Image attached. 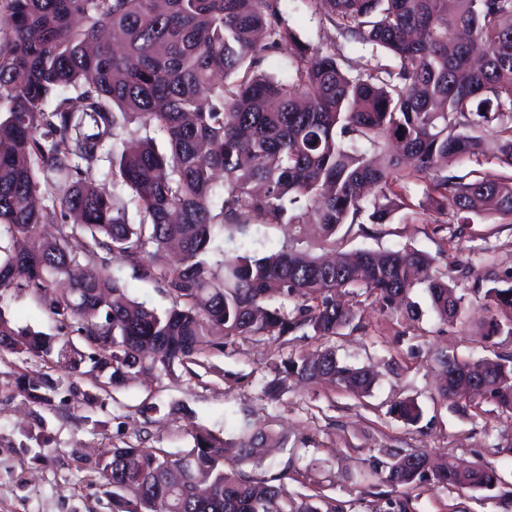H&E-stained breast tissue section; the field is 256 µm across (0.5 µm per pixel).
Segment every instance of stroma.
<instances>
[{
  "label": "stroma",
  "instance_id": "1",
  "mask_svg": "<svg viewBox=\"0 0 512 512\" xmlns=\"http://www.w3.org/2000/svg\"><path fill=\"white\" fill-rule=\"evenodd\" d=\"M286 235L254 224L246 234L216 243L229 257H261L278 251ZM336 248L422 252L462 293L512 274V222L496 215L438 227L387 224L374 234L337 237ZM113 269L130 298L159 312L169 308L160 284L120 263ZM411 299L419 310L414 317L382 311L360 288L349 296L363 326L330 344L342 362L374 372L375 384L364 397L293 379L276 398L265 396L276 365L320 348V341L298 333L229 340L202 365L157 368L105 391L89 365L67 376L55 357L0 351V512H112V488L98 473L104 451L133 446L174 454L192 447L198 429L230 442L228 467L257 479L281 478L291 500L319 494L335 500L340 512H384L389 497L407 501L409 512H512V455L496 451L506 416L482 398L452 407L436 390L438 354L492 357L493 349L476 336L484 311L471 306L465 324L452 326L438 319L423 288H415ZM0 316L13 329L55 341L71 334L43 299L30 293H0ZM48 378L58 382L50 403L33 402L19 389L21 383ZM406 399L422 409L418 424H404L389 413L391 405ZM260 429L277 433L282 445L257 467L241 460L237 447ZM386 448H422L437 457L490 464L502 485L493 492L426 482L388 489L370 468Z\"/></svg>",
  "mask_w": 512,
  "mask_h": 512
}]
</instances>
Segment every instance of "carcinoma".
I'll return each instance as SVG.
<instances>
[{
  "label": "carcinoma",
  "instance_id": "carcinoma-1",
  "mask_svg": "<svg viewBox=\"0 0 512 512\" xmlns=\"http://www.w3.org/2000/svg\"><path fill=\"white\" fill-rule=\"evenodd\" d=\"M305 9L329 26V47L300 40L290 12ZM0 230L33 240L0 245V289L31 292L74 325L91 353L70 340L54 346L13 331L0 316V348L48 356L79 371L84 359L118 387L157 366L183 365L226 339L295 332L328 341L362 327L337 296L363 288L384 311H413L423 286L439 319L465 318V295L414 250H358L329 260L303 247L334 248L343 226L470 224L512 219V0H0ZM288 46L279 73L263 68ZM357 45L371 58L351 57ZM81 89L78 98L63 89ZM167 144L158 149L156 135ZM473 168L459 175L451 163ZM109 163L103 179L92 171ZM423 184L426 204L404 195ZM45 196L50 204L36 206ZM135 208L138 223L129 219ZM41 224L57 237L37 240ZM251 224L288 227L278 252L224 257L212 247ZM82 241L79 252L66 244ZM159 283L163 313L130 298L112 264ZM488 312L484 342L512 336V280L473 289ZM293 308H287V304ZM442 399L465 400L464 380L484 360L438 358ZM328 381L368 395L375 376L343 364L331 346L291 357L269 382ZM479 396L512 415V352H497ZM390 414L410 425L412 400ZM259 430L240 456L262 465ZM389 487L429 482L492 491L497 470L465 472L450 458L395 448L372 462ZM99 475L115 512H279L284 484L225 465L224 441L207 431L176 458L161 448H112ZM290 512H337L320 495Z\"/></svg>",
  "mask_w": 512,
  "mask_h": 512
}]
</instances>
